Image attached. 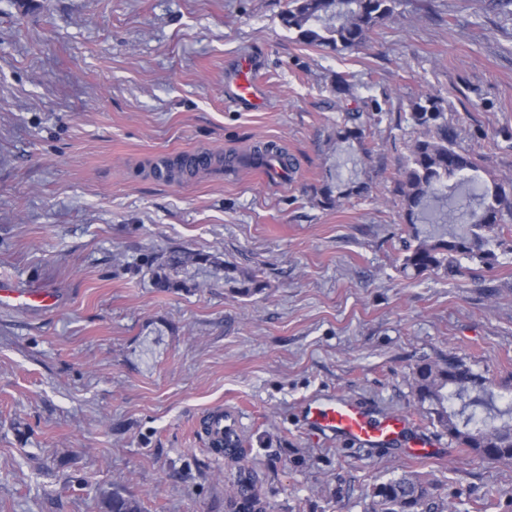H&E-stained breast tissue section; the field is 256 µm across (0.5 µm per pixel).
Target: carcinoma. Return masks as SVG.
Listing matches in <instances>:
<instances>
[{
  "label": "carcinoma",
  "mask_w": 512,
  "mask_h": 512,
  "mask_svg": "<svg viewBox=\"0 0 512 512\" xmlns=\"http://www.w3.org/2000/svg\"><path fill=\"white\" fill-rule=\"evenodd\" d=\"M394 0H289L282 15L285 27L297 33L299 41L316 47L351 48L361 44L368 32L391 11ZM412 119L421 130L402 172V205L409 227L403 244L402 269L417 274L441 272L455 278L466 270L462 260L479 267H490L496 260L494 246L504 213L512 210V183L492 182L481 193L457 197L450 206L433 202L448 199V190L475 179V158L458 149L448 135V119L438 99L427 94L414 102ZM338 143L360 142L363 122L358 112H345L336 122ZM269 160L281 169L292 163L274 142L257 145L252 161L261 165ZM364 187L352 185L334 191L325 184L316 191L325 208L360 194ZM463 224L461 233L422 235L416 224ZM207 272L235 294L249 297L262 292L264 282L254 271L230 265L201 252L179 251L164 256L155 272V287L168 291L194 288V275ZM413 396L429 424L448 436L449 441L474 456L491 463H512V402L494 405V380L476 372L454 354L448 358L423 361L412 371ZM243 442L238 434L224 433V455L240 457ZM226 512H269L268 503L256 491L251 471H239L232 491L225 500ZM371 512H457L456 505L434 495L430 484L418 475L408 474L378 483L372 491Z\"/></svg>",
  "instance_id": "obj_1"
}]
</instances>
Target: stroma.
Returning <instances> with one entry per match:
<instances>
[{
	"mask_svg": "<svg viewBox=\"0 0 512 512\" xmlns=\"http://www.w3.org/2000/svg\"><path fill=\"white\" fill-rule=\"evenodd\" d=\"M287 0H0V283L54 293L52 310L0 307V512H225L239 467L270 512H367L375 484L421 475L458 512H512V465L448 448L410 456L430 426L408 386L448 353L512 375V234L482 280L401 272V172L434 94L456 146L512 183V10L495 0H394L357 48L301 44ZM255 62L264 104H230ZM344 77L351 93L340 92ZM347 104L375 118L335 144ZM273 141L296 162L267 181ZM188 150L209 166L169 183ZM365 184L340 207L323 184ZM258 272L249 298L197 276L153 285L172 250ZM362 403L407 426L346 449L304 405ZM238 416L245 456L203 425ZM269 160L278 162L282 170L292 168L291 161L288 160L282 149L272 141L257 145L252 155V161L257 165H261Z\"/></svg>",
	"mask_w": 512,
	"mask_h": 512,
	"instance_id": "35a3bbf8",
	"label": "stroma"
}]
</instances>
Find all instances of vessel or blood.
I'll return each mask as SVG.
<instances>
[{
    "mask_svg": "<svg viewBox=\"0 0 512 512\" xmlns=\"http://www.w3.org/2000/svg\"><path fill=\"white\" fill-rule=\"evenodd\" d=\"M307 419L317 432L337 436L347 445L359 448L385 445L405 427L403 419L371 416L358 403L345 398L310 403Z\"/></svg>",
    "mask_w": 512,
    "mask_h": 512,
    "instance_id": "obj_1",
    "label": "vessel or blood"
}]
</instances>
